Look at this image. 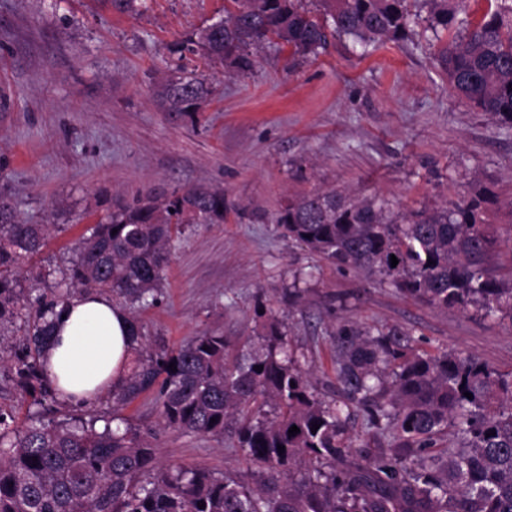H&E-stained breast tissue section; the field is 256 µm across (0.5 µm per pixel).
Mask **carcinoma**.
Segmentation results:
<instances>
[{
  "mask_svg": "<svg viewBox=\"0 0 512 512\" xmlns=\"http://www.w3.org/2000/svg\"><path fill=\"white\" fill-rule=\"evenodd\" d=\"M228 2L209 34L173 44L175 75L158 89L167 111L190 115L209 94L183 64L190 56L241 63L250 48L273 43L315 58L331 36L365 48L407 39L414 23L410 0ZM487 2L477 20L468 0H423L429 28L448 33L432 57L456 96L512 128V4ZM488 203L475 190L405 210L383 195L333 189L288 199L275 223L321 260L366 269L408 298L512 322V279L492 265L498 239L484 223ZM225 212L224 189L203 186L119 205L86 229L46 289L53 272L24 278L21 268L43 252L49 225L20 220L0 196V361L7 381L44 414L20 430L0 409V512H512V372L471 353L431 355L416 350L409 331L344 320L334 336V383L319 394L305 354L291 348L288 326L275 316L238 351L208 330L176 350L142 344L133 309L156 300L181 225L222 224ZM97 290L131 309L137 353L112 387V410L152 394L165 428L234 432L255 466L253 482L158 467L154 433L130 424L56 417L42 350L57 309ZM16 328L24 335L18 345L9 343ZM355 409L367 415L373 439L348 434ZM294 425L300 432L291 435Z\"/></svg>",
  "mask_w": 512,
  "mask_h": 512,
  "instance_id": "cac0c4a2",
  "label": "carcinoma"
}]
</instances>
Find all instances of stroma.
Here are the masks:
<instances>
[{
    "instance_id": "stroma-1",
    "label": "stroma",
    "mask_w": 512,
    "mask_h": 512,
    "mask_svg": "<svg viewBox=\"0 0 512 512\" xmlns=\"http://www.w3.org/2000/svg\"><path fill=\"white\" fill-rule=\"evenodd\" d=\"M224 15V0H142L121 14L95 0H0V194L53 231L38 265L64 266L86 228L133 197L220 186V224L186 227L157 303L139 313L144 343L175 348L203 330L240 346L257 309L284 318L318 393L334 379L338 323L412 330L420 350L472 353L512 371V322L429 306L352 268L321 264L274 217L289 196L328 189L434 207L490 189L493 258L512 271V131L456 97L435 68L430 34L361 52L333 39L303 59L268 46L247 67L199 65L210 89L194 117L166 111L157 87L170 47ZM304 280L290 306L286 288ZM153 428L160 465L204 467L242 480L252 469L233 433L160 428L152 397L122 412Z\"/></svg>"
}]
</instances>
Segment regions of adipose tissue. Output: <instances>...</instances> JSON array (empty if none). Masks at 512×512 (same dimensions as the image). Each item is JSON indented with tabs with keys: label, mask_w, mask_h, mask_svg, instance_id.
Instances as JSON below:
<instances>
[{
	"label": "adipose tissue",
	"mask_w": 512,
	"mask_h": 512,
	"mask_svg": "<svg viewBox=\"0 0 512 512\" xmlns=\"http://www.w3.org/2000/svg\"><path fill=\"white\" fill-rule=\"evenodd\" d=\"M132 346L128 313L104 295H83L55 318L43 361L60 398L81 405L124 379Z\"/></svg>",
	"instance_id": "adipose-tissue-1"
}]
</instances>
